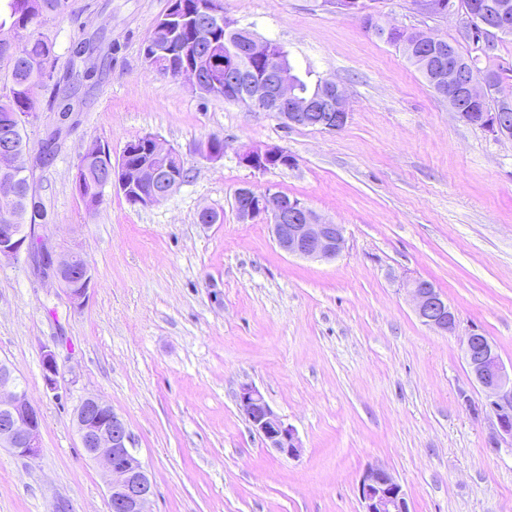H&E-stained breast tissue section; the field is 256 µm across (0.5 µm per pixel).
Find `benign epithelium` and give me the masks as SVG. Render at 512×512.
Here are the masks:
<instances>
[{
    "label": "benign epithelium",
    "instance_id": "obj_1",
    "mask_svg": "<svg viewBox=\"0 0 512 512\" xmlns=\"http://www.w3.org/2000/svg\"><path fill=\"white\" fill-rule=\"evenodd\" d=\"M512 5L505 0H494L483 9V40L491 44L507 28L506 19ZM204 18L188 14L189 29L203 54L197 63L180 64L185 48L170 32L166 17L157 19L147 45L151 52L146 62L162 74H178L190 81L194 90L208 94L205 74L224 72V99L235 102L244 79L251 81L252 92L247 97L249 107L258 112H275L287 125L317 127L328 132L342 131L349 119L347 97L334 82H324L317 93L307 95L297 83L287 54L273 50L266 40L248 37L244 49H235L224 55L209 50L213 30L230 28L224 12L218 5L201 7ZM414 44L430 48L431 66L439 96L448 102L454 112L470 109L480 96L481 82L457 65H445L446 47H435L432 35L416 30ZM257 57L267 60L261 74L251 73L242 65V58ZM485 130L495 137L512 138V113L489 112L484 116ZM140 141H129L118 163L109 167L105 184L117 188L133 203L148 207L154 205L181 185L180 180L157 184L159 171L144 165L135 167L127 158ZM150 161L169 165L182 161L155 138L146 144ZM30 151H20L9 135L0 139V199L10 206L6 223L0 224V259H13L23 250L35 246V225L29 223V201L19 197L18 185L22 177L33 172L29 165ZM243 165L262 171L273 165L287 167L294 163L288 153L278 147L247 148L239 155ZM239 217L252 221L263 217L271 224L274 239L281 250L312 260L333 259L345 245L344 228L318 216L304 202L287 198L269 190L256 192L250 187L235 194ZM78 252L67 250L52 255V277L60 284L70 304L81 307L88 298L93 280L90 264L77 261ZM418 318L427 326L451 333L456 327V316L443 294L435 285L416 278L409 282ZM465 362L471 379L485 395L486 404L493 412L498 436L512 440V365L506 366L495 344L485 335L472 332L462 342ZM43 379L47 388L57 384L59 367L56 353L43 350ZM239 411L253 430L262 436L268 447L279 454L295 459L301 455L302 443L295 428L277 415L266 402L260 390L251 383L240 386L236 396ZM74 423L80 445L91 459L104 470L106 493L111 512H147L153 495V481L147 467L134 448L132 434L112 407L94 396L84 398L74 413ZM42 419L30 402L25 389L13 371L0 365V445L12 448L22 457L34 460L41 453ZM361 512H410L409 501L397 479L383 467L368 468L358 484Z\"/></svg>",
    "mask_w": 512,
    "mask_h": 512
}]
</instances>
